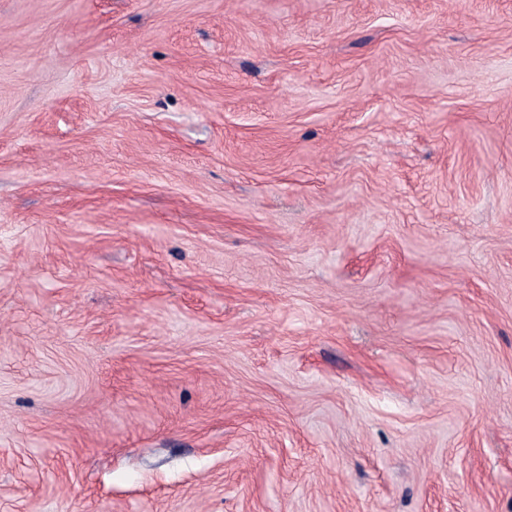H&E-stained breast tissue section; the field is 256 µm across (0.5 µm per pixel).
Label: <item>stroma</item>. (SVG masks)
I'll return each instance as SVG.
<instances>
[{
  "instance_id": "1",
  "label": "stroma",
  "mask_w": 512,
  "mask_h": 512,
  "mask_svg": "<svg viewBox=\"0 0 512 512\" xmlns=\"http://www.w3.org/2000/svg\"><path fill=\"white\" fill-rule=\"evenodd\" d=\"M0 512H512V0H0Z\"/></svg>"
}]
</instances>
